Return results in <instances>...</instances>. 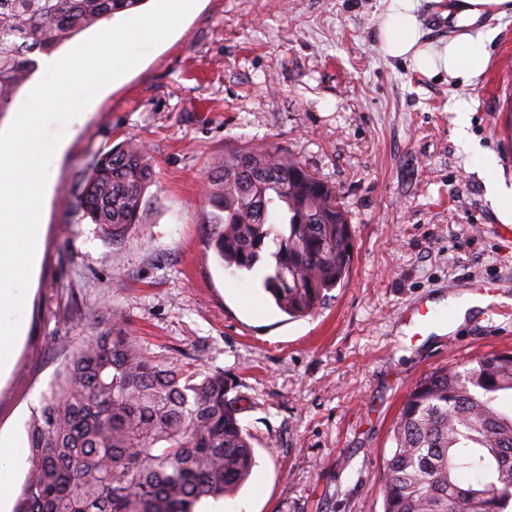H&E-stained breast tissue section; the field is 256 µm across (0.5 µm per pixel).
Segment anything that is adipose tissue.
<instances>
[{"instance_id": "1", "label": "adipose tissue", "mask_w": 512, "mask_h": 512, "mask_svg": "<svg viewBox=\"0 0 512 512\" xmlns=\"http://www.w3.org/2000/svg\"><path fill=\"white\" fill-rule=\"evenodd\" d=\"M380 35L390 57L410 59L424 72L433 73L441 68L450 77L468 80L482 72L487 60L483 38L468 32L445 47L432 51L419 49L421 31L414 0H390Z\"/></svg>"}]
</instances>
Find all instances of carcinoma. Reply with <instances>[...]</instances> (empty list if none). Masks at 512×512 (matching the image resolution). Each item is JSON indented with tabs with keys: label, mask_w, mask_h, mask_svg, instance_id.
I'll list each match as a JSON object with an SVG mask.
<instances>
[{
	"label": "carcinoma",
	"mask_w": 512,
	"mask_h": 512,
	"mask_svg": "<svg viewBox=\"0 0 512 512\" xmlns=\"http://www.w3.org/2000/svg\"><path fill=\"white\" fill-rule=\"evenodd\" d=\"M147 0H0V113L51 54ZM153 171L127 139L100 152L78 200L121 235L142 223ZM208 246L226 269L263 270L284 313L316 312L349 271L351 225L336 189L273 147L224 153L208 176ZM220 369L146 352L119 323L85 336L29 425L30 466L13 512H195L256 461ZM512 349L434 371L409 391L380 474L383 512H512Z\"/></svg>",
	"instance_id": "carcinoma-1"
}]
</instances>
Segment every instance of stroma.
I'll return each mask as SVG.
<instances>
[{
    "label": "stroma",
    "instance_id": "stroma-1",
    "mask_svg": "<svg viewBox=\"0 0 512 512\" xmlns=\"http://www.w3.org/2000/svg\"><path fill=\"white\" fill-rule=\"evenodd\" d=\"M448 0H418L423 46L490 33L476 78L388 56L387 0H197L164 43L98 92L51 169L25 331L0 378V440L27 441L62 362L122 322L149 352L234 379L256 465L233 494L250 512H382L379 475L415 382L512 348V14L438 30ZM470 106L475 151L457 141ZM141 141L155 178L143 223L113 237L76 208L94 155ZM239 145L274 146L335 187L355 241L344 282L310 316L280 311L258 273L207 246L206 174ZM494 283L464 321L411 337L422 302Z\"/></svg>",
    "mask_w": 512,
    "mask_h": 512
}]
</instances>
